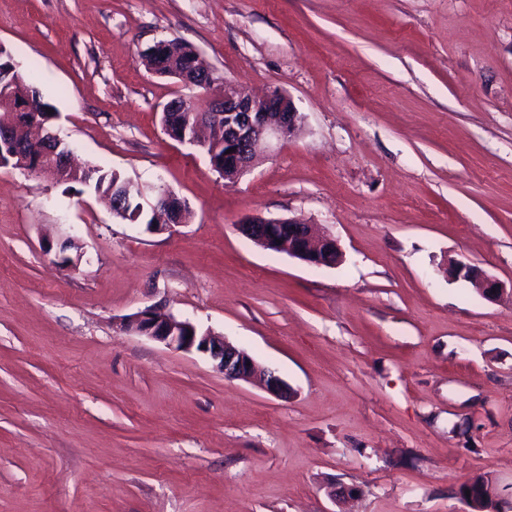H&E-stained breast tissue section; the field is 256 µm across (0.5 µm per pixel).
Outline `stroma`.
Here are the masks:
<instances>
[{"mask_svg": "<svg viewBox=\"0 0 512 512\" xmlns=\"http://www.w3.org/2000/svg\"><path fill=\"white\" fill-rule=\"evenodd\" d=\"M161 40L285 90L301 131L224 181L162 128L203 95L147 69ZM0 43L77 164L193 211L151 230L0 168V512H469L478 474L512 503V0H0ZM257 213L327 229L343 264L257 247ZM155 304L290 395L123 330ZM450 267L456 279H462L475 284L482 295L494 300L502 291L498 281L488 276L479 266L462 260H451Z\"/></svg>", "mask_w": 512, "mask_h": 512, "instance_id": "35a3bbf8", "label": "stroma"}]
</instances>
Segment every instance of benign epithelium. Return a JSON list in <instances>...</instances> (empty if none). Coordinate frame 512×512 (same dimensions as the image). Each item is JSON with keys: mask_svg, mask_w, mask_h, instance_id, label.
I'll return each mask as SVG.
<instances>
[{"mask_svg": "<svg viewBox=\"0 0 512 512\" xmlns=\"http://www.w3.org/2000/svg\"><path fill=\"white\" fill-rule=\"evenodd\" d=\"M153 71L171 76L194 86L211 88L215 78L211 69L194 49L177 41L157 42L146 50ZM205 120L194 123V133L180 142L208 149L209 140L200 139L199 125H224V179L234 181L251 170L257 147L262 143H279L297 132L303 116L291 97L279 88L262 97L246 93L231 81L211 95L201 109ZM75 168L69 152L59 155L58 161L39 164L38 174H50L57 180L65 179ZM151 210L162 216L161 225L171 227L183 223L184 201L173 194H153L144 198ZM240 232L256 246L288 256L315 267H335L344 260L343 250L336 236L320 233L314 225L293 218H267L251 215L239 224ZM452 274L475 284L482 295L495 299L502 291L498 281L488 276L479 266L462 260L450 261ZM127 327L151 340L165 344L175 351H196L208 356L216 370L227 379L255 380L270 394L288 397V384L274 372L259 367L243 349L228 343L213 331L203 330L189 320H182L155 306L134 314Z\"/></svg>", "mask_w": 512, "mask_h": 512, "instance_id": "benign-epithelium-1", "label": "benign epithelium"}]
</instances>
